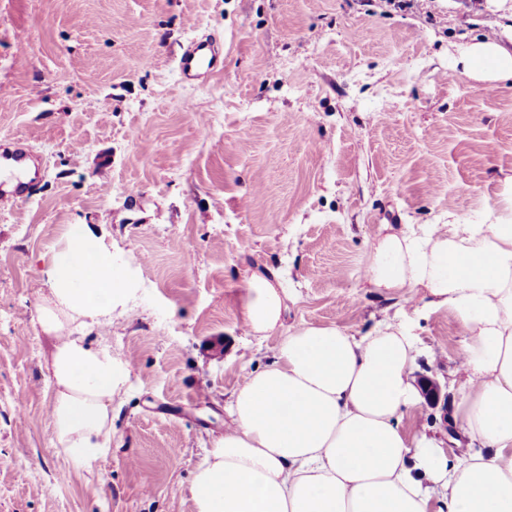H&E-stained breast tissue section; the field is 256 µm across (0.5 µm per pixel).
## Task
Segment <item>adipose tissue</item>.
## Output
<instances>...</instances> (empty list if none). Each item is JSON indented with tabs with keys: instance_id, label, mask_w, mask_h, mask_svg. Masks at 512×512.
Listing matches in <instances>:
<instances>
[{
	"instance_id": "ef3b65f1",
	"label": "adipose tissue",
	"mask_w": 512,
	"mask_h": 512,
	"mask_svg": "<svg viewBox=\"0 0 512 512\" xmlns=\"http://www.w3.org/2000/svg\"><path fill=\"white\" fill-rule=\"evenodd\" d=\"M464 66L512 81V50L473 43ZM49 295L37 323L51 356L54 445L91 465L112 438V402L125 375L95 326L135 294L112 243L86 224L68 225L44 271ZM365 279L378 291L426 293L468 333L456 409L469 452L449 463L440 441L402 419L419 401L416 348L399 318L358 336L304 324L285 336L272 365L244 374L224 408L230 418L197 465L195 512H512V212L485 224L386 228ZM287 294L264 272L247 277L240 319L265 337L282 325Z\"/></svg>"
}]
</instances>
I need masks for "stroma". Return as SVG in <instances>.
Instances as JSON below:
<instances>
[{"mask_svg": "<svg viewBox=\"0 0 512 512\" xmlns=\"http://www.w3.org/2000/svg\"><path fill=\"white\" fill-rule=\"evenodd\" d=\"M203 36L224 67L182 81ZM487 36L512 39V0H0V139L38 158L36 193L0 212V512H194L226 399L302 324L363 335L403 315L415 381L448 395L403 423L460 457L464 326L364 273L382 225L512 208V84L460 60ZM70 224L103 225L139 281L86 336L126 375L111 446L87 467L53 445L36 322ZM257 270L288 293L262 339L240 322Z\"/></svg>", "mask_w": 512, "mask_h": 512, "instance_id": "stroma-1", "label": "stroma"}]
</instances>
